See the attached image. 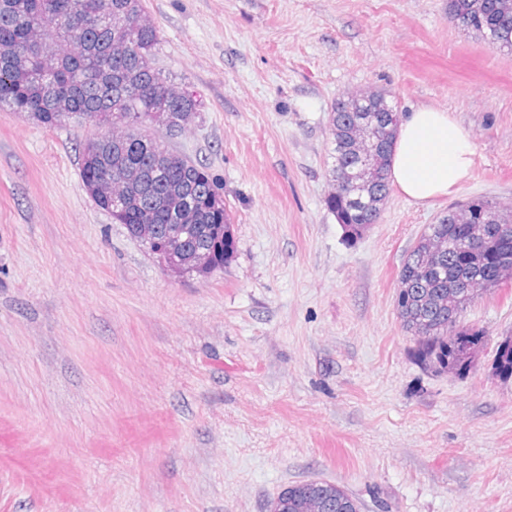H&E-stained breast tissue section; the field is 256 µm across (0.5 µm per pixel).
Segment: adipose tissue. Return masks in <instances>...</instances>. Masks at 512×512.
I'll use <instances>...</instances> for the list:
<instances>
[{"mask_svg":"<svg viewBox=\"0 0 512 512\" xmlns=\"http://www.w3.org/2000/svg\"><path fill=\"white\" fill-rule=\"evenodd\" d=\"M473 154L465 128L446 111L424 107L400 125L389 176L407 199L424 204L459 186Z\"/></svg>","mask_w":512,"mask_h":512,"instance_id":"1","label":"adipose tissue"}]
</instances>
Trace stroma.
Returning a JSON list of instances; mask_svg holds the SVG:
<instances>
[{"label":"stroma","mask_w":512,"mask_h":512,"mask_svg":"<svg viewBox=\"0 0 512 512\" xmlns=\"http://www.w3.org/2000/svg\"><path fill=\"white\" fill-rule=\"evenodd\" d=\"M158 68L201 103L169 147L206 168L234 249L170 271L85 191L87 130L0 108V512H268L326 481L360 512H512V279L464 309L465 374L413 357L398 274L450 205L512 209V53L448 0H143ZM471 134L454 193L391 189L347 239L325 207L352 92ZM495 369L503 379L512 377V336L503 339L497 346Z\"/></svg>","instance_id":"1"}]
</instances>
